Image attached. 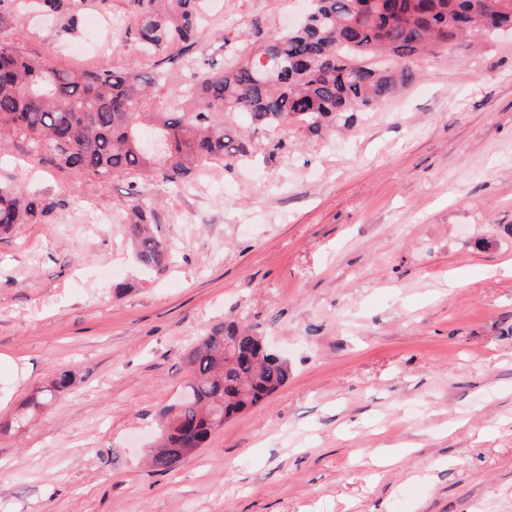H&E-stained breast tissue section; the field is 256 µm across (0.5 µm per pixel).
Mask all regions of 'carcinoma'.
I'll return each instance as SVG.
<instances>
[{"label":"carcinoma","instance_id":"obj_1","mask_svg":"<svg viewBox=\"0 0 512 512\" xmlns=\"http://www.w3.org/2000/svg\"><path fill=\"white\" fill-rule=\"evenodd\" d=\"M71 0H33L36 11L62 13ZM131 33L149 53L179 57L206 19L207 0H133ZM512 33V0H315L295 29L275 33L254 51L224 64L193 69L192 82L172 88L167 70L136 68L79 74L28 57L0 42V134L23 139L62 169L104 178L147 174L184 189L214 159L247 155L243 114L253 130L277 135L291 126L320 138L351 126L415 77L423 53L437 56L455 42L489 43ZM150 89L158 111H144ZM57 202L0 181V231L51 215ZM126 224L136 261L162 269L170 244L151 229L153 209L133 193ZM180 400L169 406L151 455L170 471L204 446L224 421L256 406L288 383V360L258 332L227 320L199 338L185 360ZM68 369L53 373L44 400L71 387Z\"/></svg>","mask_w":512,"mask_h":512}]
</instances>
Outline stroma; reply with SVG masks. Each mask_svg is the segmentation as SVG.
<instances>
[{"instance_id":"obj_1","label":"stroma","mask_w":512,"mask_h":512,"mask_svg":"<svg viewBox=\"0 0 512 512\" xmlns=\"http://www.w3.org/2000/svg\"><path fill=\"white\" fill-rule=\"evenodd\" d=\"M308 0H211L186 54L238 52ZM0 5V39L53 67L154 68L130 0ZM251 135L183 192L100 179L0 136V180L57 201L0 235V512H512V36L424 57L408 88L322 140ZM171 242L145 273L130 190ZM122 293H115L116 284ZM241 318L291 366L266 402L167 472L148 465L185 354Z\"/></svg>"}]
</instances>
